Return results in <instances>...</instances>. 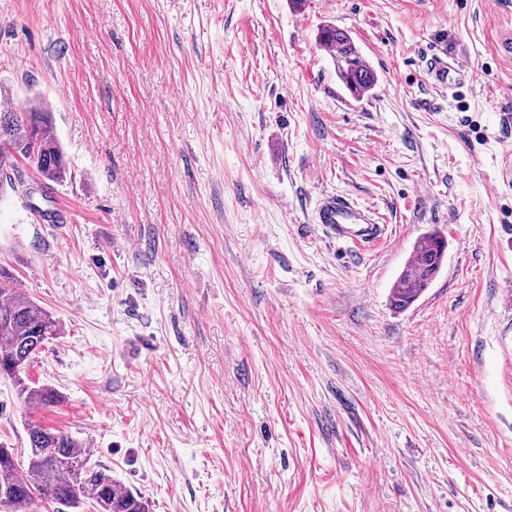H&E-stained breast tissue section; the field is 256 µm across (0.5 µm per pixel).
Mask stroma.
I'll return each instance as SVG.
<instances>
[{
    "label": "stroma",
    "instance_id": "stroma-1",
    "mask_svg": "<svg viewBox=\"0 0 512 512\" xmlns=\"http://www.w3.org/2000/svg\"><path fill=\"white\" fill-rule=\"evenodd\" d=\"M509 36L512 0H0V100L52 112L71 171L0 189V267L64 325L27 369L61 402L0 378V446L66 431L150 512H512ZM336 193L380 243L323 235ZM318 41L321 46H332L336 49V76L350 93L364 94L375 85V72L365 62L347 33L335 27L323 28ZM448 60V50L436 49L426 62V68L434 84L453 90L463 86L472 79V69L468 63L459 58ZM448 241L439 232L419 237L413 246V263L403 269L391 290V303L396 309L412 305L429 287L443 265Z\"/></svg>",
    "mask_w": 512,
    "mask_h": 512
}]
</instances>
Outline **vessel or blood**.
<instances>
[{"mask_svg": "<svg viewBox=\"0 0 512 512\" xmlns=\"http://www.w3.org/2000/svg\"><path fill=\"white\" fill-rule=\"evenodd\" d=\"M426 68L438 87L452 90L472 79L468 63L449 58L444 49L435 50L426 62ZM316 222L337 244L367 247L379 242L385 234L373 211L348 196L336 194L323 198L316 213Z\"/></svg>", "mask_w": 512, "mask_h": 512, "instance_id": "vessel-or-blood-1", "label": "vessel or blood"}]
</instances>
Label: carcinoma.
Masks as SVG:
<instances>
[{
	"label": "carcinoma",
	"instance_id": "carcinoma-1",
	"mask_svg": "<svg viewBox=\"0 0 512 512\" xmlns=\"http://www.w3.org/2000/svg\"><path fill=\"white\" fill-rule=\"evenodd\" d=\"M319 45L336 49V76L352 94L366 93L377 76L347 33L327 27ZM29 161L39 176L61 184L69 163L55 134L51 114L42 106L27 104L0 111V183L14 186L11 173L19 159ZM448 241L439 232L419 237L413 246V263L403 269L391 290L397 309L412 305L429 287L443 265ZM62 325L0 269V375L13 381L25 403L51 406L59 393L45 385L34 386L22 376L26 366L45 343L61 335ZM27 463L10 448H0V505L26 512L34 501L55 506L56 512L80 509L88 504L94 512H149L148 501L122 488L112 473L92 462V454L68 433L31 424L28 427Z\"/></svg>",
	"mask_w": 512,
	"mask_h": 512
}]
</instances>
